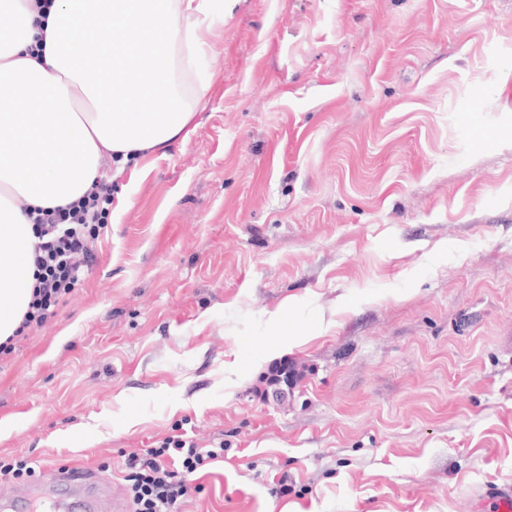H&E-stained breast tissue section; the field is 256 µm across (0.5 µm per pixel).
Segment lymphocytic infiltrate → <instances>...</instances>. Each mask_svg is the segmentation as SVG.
<instances>
[{"label":"lymphocytic infiltrate","mask_w":512,"mask_h":512,"mask_svg":"<svg viewBox=\"0 0 512 512\" xmlns=\"http://www.w3.org/2000/svg\"><path fill=\"white\" fill-rule=\"evenodd\" d=\"M111 204L112 186L103 180L76 202L29 211L36 238L31 252L35 282L23 326L45 324L61 298L84 281ZM223 458V447H198L183 433L128 454L124 480L133 512H180L193 490V476Z\"/></svg>","instance_id":"lymphocytic-infiltrate-1"}]
</instances>
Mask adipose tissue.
<instances>
[{
    "instance_id": "1",
    "label": "adipose tissue",
    "mask_w": 512,
    "mask_h": 512,
    "mask_svg": "<svg viewBox=\"0 0 512 512\" xmlns=\"http://www.w3.org/2000/svg\"><path fill=\"white\" fill-rule=\"evenodd\" d=\"M0 0V343L32 296L27 210L65 205L105 157L162 150L209 87L224 0Z\"/></svg>"
}]
</instances>
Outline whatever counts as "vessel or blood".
I'll list each match as a JSON object with an SVG mask.
<instances>
[{
  "label": "vessel or blood",
  "mask_w": 512,
  "mask_h": 512,
  "mask_svg": "<svg viewBox=\"0 0 512 512\" xmlns=\"http://www.w3.org/2000/svg\"><path fill=\"white\" fill-rule=\"evenodd\" d=\"M42 496L58 498L61 512H128L122 499L110 495L107 480L59 468L44 469L37 486L25 489L14 501L1 502L0 512H33V500Z\"/></svg>",
  "instance_id": "1"
}]
</instances>
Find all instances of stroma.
Wrapping results in <instances>:
<instances>
[{"instance_id":"1","label":"stroma","mask_w":512,"mask_h":512,"mask_svg":"<svg viewBox=\"0 0 512 512\" xmlns=\"http://www.w3.org/2000/svg\"><path fill=\"white\" fill-rule=\"evenodd\" d=\"M186 140L0 354V461L224 447L181 512H494L512 482V0H229ZM296 380L280 402L271 367Z\"/></svg>"}]
</instances>
